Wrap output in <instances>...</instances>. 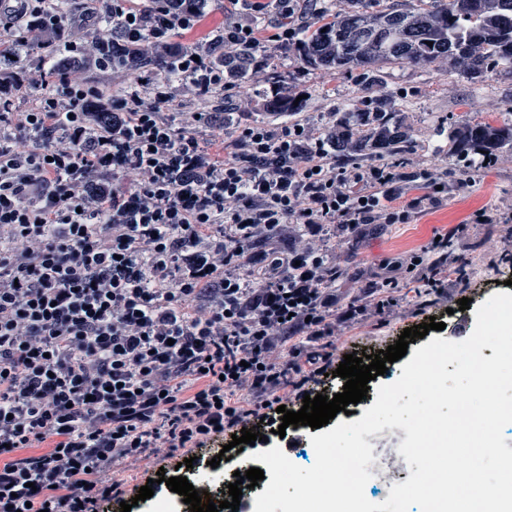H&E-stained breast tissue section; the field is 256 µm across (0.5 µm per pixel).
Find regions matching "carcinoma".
Instances as JSON below:
<instances>
[{
  "label": "carcinoma",
  "mask_w": 512,
  "mask_h": 512,
  "mask_svg": "<svg viewBox=\"0 0 512 512\" xmlns=\"http://www.w3.org/2000/svg\"><path fill=\"white\" fill-rule=\"evenodd\" d=\"M338 13L320 11L295 50L304 64L326 70L370 69L408 64L428 67L439 60L457 66L472 80H482L502 67L512 70V0H347ZM208 0H170L174 13L201 15ZM91 16L106 22V42L99 54L104 60L119 57L130 73H160L174 78L181 59L172 54L153 55L129 43L106 21L105 5H88ZM433 45H427V42ZM256 48L239 46L218 56L229 81L244 79ZM265 106L296 115L305 102L287 96L274 97ZM367 133L357 135L351 118H336V156L378 157L399 151L411 138L410 128L390 117L380 102H361L355 112ZM448 153L464 160L471 155L497 154L512 150V124L495 126L467 119L448 132Z\"/></svg>",
  "instance_id": "obj_1"
}]
</instances>
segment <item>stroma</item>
Returning a JSON list of instances; mask_svg holds the SVG:
<instances>
[{
    "label": "stroma",
    "mask_w": 512,
    "mask_h": 512,
    "mask_svg": "<svg viewBox=\"0 0 512 512\" xmlns=\"http://www.w3.org/2000/svg\"><path fill=\"white\" fill-rule=\"evenodd\" d=\"M232 0H209L206 12L191 30L181 32L180 46L201 47L212 42L236 19ZM261 38L266 39L267 67L250 73L240 84L218 89V96L240 105L246 120L285 122V115L265 114L256 99V92L272 94L278 87L296 86L306 97L300 119L311 124H327L332 112H347L360 100L381 99L387 102L394 118L404 120L411 128V139L398 153L384 156L394 165H415L458 168L462 186L449 190L439 203L424 204L413 213L409 223L385 224L354 242L331 238L328 249L347 261L346 286L337 289L341 302L361 299L357 286L370 274L389 273L391 267L409 254L422 252L435 237L451 241L455 260L463 262L479 256L487 273L483 278L466 276L456 288L427 297L419 288L408 284L396 292L397 306L382 314L370 313L367 318L352 320L336 330V353L345 355L363 351L374 355L395 344L404 329L437 319L445 325L440 338L457 341L460 323L474 324L476 305L491 295L508 291L512 294V252L504 253L506 237L512 235L510 224H475L472 215L481 209L495 212L512 204V153H500L495 165L459 167L448 153V131L467 116L490 115L492 124H512V71L499 69L480 81H471L460 70L438 62L428 68L411 65L389 66L380 71L375 81L364 80L360 72L328 73L305 65L295 49L281 50L270 37L276 31V11L268 7L257 12ZM468 297L473 308L461 311L458 299ZM231 435L215 438L206 447L194 449L192 468L177 467L175 461L151 459L146 468L124 473L127 486L143 485L154 480L157 471L167 478L187 477L189 483L208 482L214 489V502H222V492L237 467L224 461L211 467Z\"/></svg>",
    "instance_id": "stroma-1"
}]
</instances>
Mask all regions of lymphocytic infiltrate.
I'll use <instances>...</instances> for the list:
<instances>
[{"label": "lymphocytic infiltrate", "mask_w": 512, "mask_h": 512, "mask_svg": "<svg viewBox=\"0 0 512 512\" xmlns=\"http://www.w3.org/2000/svg\"><path fill=\"white\" fill-rule=\"evenodd\" d=\"M53 2L0 0V512H97L122 496L120 473L302 407L312 373L336 366V258L317 240L332 224L405 223L456 182L419 169L426 199L393 208L395 166H341L325 128L301 120L240 125L215 163L160 115L164 93L88 86L76 64L94 41ZM109 10L145 51L179 54L187 93L223 86L209 55L171 41L193 16ZM397 268L344 318L431 287L423 256Z\"/></svg>", "instance_id": "f902f5d3"}]
</instances>
